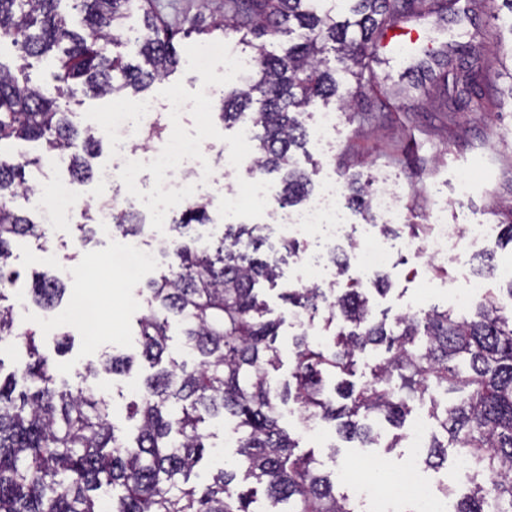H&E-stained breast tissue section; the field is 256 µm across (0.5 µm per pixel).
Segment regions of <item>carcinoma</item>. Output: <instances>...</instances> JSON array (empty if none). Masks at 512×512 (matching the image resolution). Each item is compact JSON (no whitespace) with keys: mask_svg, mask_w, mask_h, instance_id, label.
Instances as JSON below:
<instances>
[{"mask_svg":"<svg viewBox=\"0 0 512 512\" xmlns=\"http://www.w3.org/2000/svg\"><path fill=\"white\" fill-rule=\"evenodd\" d=\"M64 0H0V33L27 58L53 55L51 81L30 83L25 67L13 74L0 60V144L41 141L51 156L65 157L73 178L91 177L87 157L99 142L82 128L60 99L78 93L138 97L179 64L175 40L182 29L167 24L152 0H70L81 16L70 27ZM233 0L232 16L216 19L197 34L249 27L274 36L288 26L302 41L278 54L261 45L253 73L224 92L219 115L226 123L252 111L258 128L255 169L280 175L281 202L296 206L314 191L311 174L296 166L294 152H307L309 133L302 115L315 101L339 102L355 121L352 100L375 82L374 48L389 29L412 13L468 15L474 0ZM137 15L143 31L127 25ZM134 41L143 63H125L105 46ZM336 55L341 68L329 66ZM354 90L340 92L342 78ZM438 82L452 97L483 99L479 60L440 64ZM40 160L22 153L0 154V302L20 286L22 274L10 262L17 238L45 236L41 224L12 207L33 191L26 169ZM346 205L364 223H376L370 185L347 181ZM210 221L208 203L186 206L180 235L162 242L168 269L147 284L148 309L137 319L139 355L157 371L149 375L131 406L139 417L136 436L123 439L110 422V404L89 388L59 385L53 367L36 344V331L22 330L11 306L0 305V344H20L27 359L0 376V512H257V487L285 512H365L362 504L336 494L330 475L316 468L313 453H295L298 442L279 423V408L292 400L300 414L334 424L346 439L376 444L372 424L401 426L410 398L429 405L438 430L431 432L424 463L438 467L448 449L468 457L473 468L466 489L445 488L453 512H512V312L486 290L474 312L457 317L436 305L423 314H404L392 325L374 317L359 280L348 276V255L331 252L336 276L347 278L336 293L318 285L286 288L281 299L294 313L324 330L336 326L330 343L303 331L294 338L291 380L273 375L280 365L276 338L284 319L273 315L256 285L276 284L277 265L264 258L265 239L257 227L224 225V237L201 247L191 230ZM146 224L130 210L113 214L112 231L124 238L143 234ZM65 282L35 272L29 293L40 307L57 306ZM181 325L183 356H169L170 319ZM382 347L386 356L360 387L340 374L353 373L357 358ZM134 357L105 355L85 367L83 377L130 371ZM29 382L16 391L17 377ZM456 395L451 403L444 396ZM222 417L234 422L235 460L217 471L201 490L188 485L204 458V426Z\"/></svg>","mask_w":512,"mask_h":512,"instance_id":"carcinoma-1","label":"carcinoma"}]
</instances>
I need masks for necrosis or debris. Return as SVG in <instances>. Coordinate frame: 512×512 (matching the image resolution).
I'll return each instance as SVG.
<instances>
[{"mask_svg":"<svg viewBox=\"0 0 512 512\" xmlns=\"http://www.w3.org/2000/svg\"><path fill=\"white\" fill-rule=\"evenodd\" d=\"M152 110V105L141 104L113 113L111 133L115 148L109 163L97 175L101 190L99 203L91 204L72 182L57 180L51 186L46 219L63 217L92 205L96 208L100 233L108 234L113 213L132 206L130 189L136 171L142 167L150 168L159 177V189L150 204L155 222H162L174 205L211 200L214 175L199 158V141L173 137L158 148L141 149L136 145V122L147 119ZM247 196L256 206L266 210L277 228H293L305 233L318 227H330V248L350 251L358 273L365 278L388 265L393 252L404 253L433 267L461 257L465 251L475 248L486 234L482 224L459 232L446 223L439 211L431 215L430 230L421 239L409 236L394 244L369 231L361 234L355 225L346 223L343 190L336 185L324 187L303 206L293 208L278 202L269 182L258 174L250 182ZM405 496L414 498L415 512H451L450 504L422 482L413 465L393 475L385 487L383 500L390 503Z\"/></svg>","mask_w":512,"mask_h":512,"instance_id":"necrosis-or-debris-1","label":"necrosis or debris"}]
</instances>
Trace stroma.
Instances as JSON below:
<instances>
[{
  "instance_id": "obj_1",
  "label": "stroma",
  "mask_w": 512,
  "mask_h": 512,
  "mask_svg": "<svg viewBox=\"0 0 512 512\" xmlns=\"http://www.w3.org/2000/svg\"><path fill=\"white\" fill-rule=\"evenodd\" d=\"M167 21L176 25L210 24L222 18L228 8L227 0H158ZM491 0L470 13L468 19L457 20L452 13L422 15L399 23L393 33L387 34L376 51L373 67L378 82L358 97L359 108L375 116L373 123L358 126L339 120L335 147L330 154H322L316 143H309L306 153L296 154L299 168H307L309 161H317L319 170L314 175L315 185H322L329 177L345 181L354 176L386 185L398 199L406 223H428L431 213L443 210L448 223L463 228L471 224H498L502 206L512 203V99L507 96V85L499 78L500 56L498 45H506L512 53V36L501 29L494 17ZM411 33L417 40L418 52L448 48L458 57L479 56L487 68L489 84L481 110H473L470 103L442 95L434 74L417 70L416 55L396 51L398 34ZM224 44L234 56L252 60L257 54L258 41L245 32L229 30L213 35L191 34L178 45L180 64L167 79L154 83L146 92L157 110L153 117L163 130L159 137L150 139L149 147L161 146L171 134L197 137L209 146L205 162L215 170L216 179L232 188L236 202L223 208L221 202L209 207L212 223L264 225L269 216L250 206L244 195L247 173L225 165L223 151L236 148L238 126H224L213 105L199 99L200 78L194 62L203 47ZM403 83L407 92L393 96L391 87ZM179 94L192 101L193 106L182 115L179 124H172L162 103L171 95ZM472 173L475 182L466 199H458L455 180L463 173ZM94 221L93 212L78 211L59 223L46 224V236L20 240L12 247L13 265L23 273L50 270L66 272L67 292L60 307L45 311L33 304L29 295L12 291L7 304L16 306L17 319L26 328L37 332L40 351L46 355L59 379L71 388L81 387L80 373L102 352L128 354L137 349L136 321L145 312L147 300L142 294L143 283L158 276L162 258L159 254L162 240L174 236L171 224L157 225L152 238L143 247L152 252L151 262L141 263L136 274L126 267L127 252L119 236H96L88 245H81L78 227ZM298 254L276 249L281 277L272 287H263L261 295L275 315L284 323L277 346L281 366L280 380L291 378L294 365V337L300 328L293 322L279 295L284 288L293 287L297 265L307 254L318 250L319 236L299 239ZM475 260L465 264L448 262L445 275L427 271L412 258L395 255L386 272L389 290L380 295L370 293L372 309L377 318L387 321L404 313L428 309L431 305L450 306L449 289L465 287L474 276L476 259L492 256L497 267H512V247L503 245L499 232L475 249ZM70 335V347L58 352L56 336ZM152 369L148 362L137 360L130 373L102 374L93 379L94 390L109 400L113 407L111 420L118 435L128 436L135 430L129 418V406L136 400L143 379ZM410 425L393 428L379 426V442L369 448L358 442H348L330 435L324 440L308 437L300 442L301 451H313L319 467L325 472H339L352 459H359L361 474L375 489L385 487V479L377 477V465H385L387 472H395L410 463L412 451L406 443L390 448L393 435H409Z\"/></svg>"
}]
</instances>
